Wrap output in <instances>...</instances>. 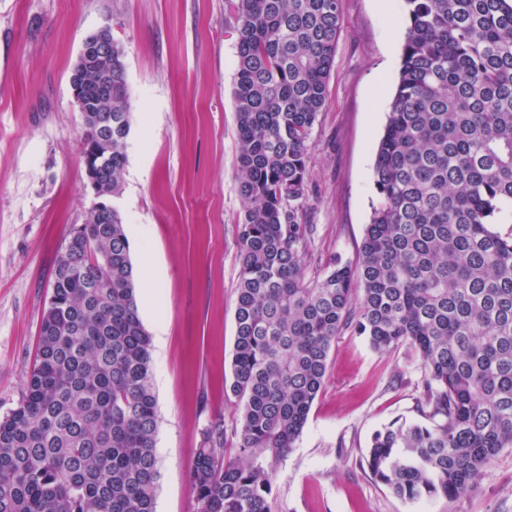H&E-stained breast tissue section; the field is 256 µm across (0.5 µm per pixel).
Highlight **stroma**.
Instances as JSON below:
<instances>
[{"mask_svg":"<svg viewBox=\"0 0 512 512\" xmlns=\"http://www.w3.org/2000/svg\"><path fill=\"white\" fill-rule=\"evenodd\" d=\"M225 0H0V416L14 409L36 354L51 273L92 203L70 75L84 38L111 27L124 49L132 106L127 165L112 200L130 242L153 347L156 512H192L189 474L201 432L224 419L236 453L241 403L231 379L242 210L235 162V19ZM327 103L309 142L313 191L307 276L352 264L370 222L372 170L395 90L403 0H342ZM414 348L374 350L344 331L295 448L273 476L275 512H512V450L464 496L419 502L368 471L373 434L425 423Z\"/></svg>","mask_w":512,"mask_h":512,"instance_id":"35a3bbf8","label":"stroma"}]
</instances>
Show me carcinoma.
Instances as JSON below:
<instances>
[{"label": "carcinoma", "instance_id": "obj_1", "mask_svg": "<svg viewBox=\"0 0 512 512\" xmlns=\"http://www.w3.org/2000/svg\"><path fill=\"white\" fill-rule=\"evenodd\" d=\"M342 0H225L237 33L236 166L243 209L230 392L202 431L193 512H273L272 478L352 329L407 343L425 370L431 425L394 421L366 456L410 501L467 493L512 449V0H403L398 79L373 166L376 191L355 266L308 278L309 140L327 101ZM71 82L112 91V133L81 128L85 168L120 194L132 123L124 51ZM53 269L37 356L0 416V512H155L158 427L151 337L138 313L123 219L90 211Z\"/></svg>", "mask_w": 512, "mask_h": 512}]
</instances>
